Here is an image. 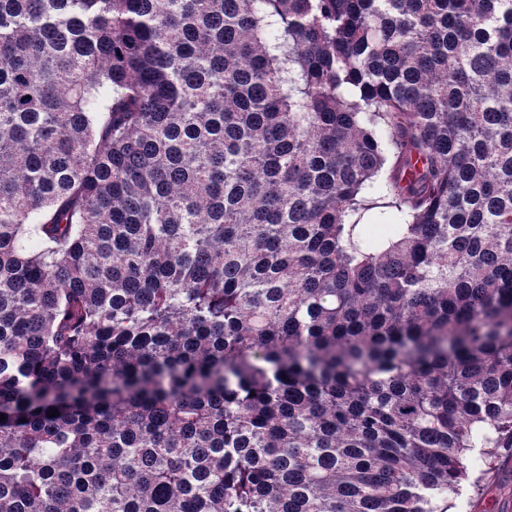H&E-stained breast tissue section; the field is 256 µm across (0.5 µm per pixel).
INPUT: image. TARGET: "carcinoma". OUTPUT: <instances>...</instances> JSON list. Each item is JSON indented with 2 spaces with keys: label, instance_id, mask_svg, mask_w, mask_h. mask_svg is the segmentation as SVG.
I'll return each instance as SVG.
<instances>
[{
  "label": "carcinoma",
  "instance_id": "obj_1",
  "mask_svg": "<svg viewBox=\"0 0 512 512\" xmlns=\"http://www.w3.org/2000/svg\"><path fill=\"white\" fill-rule=\"evenodd\" d=\"M0 414V512L479 487L470 449L512 460V0H0Z\"/></svg>",
  "mask_w": 512,
  "mask_h": 512
}]
</instances>
